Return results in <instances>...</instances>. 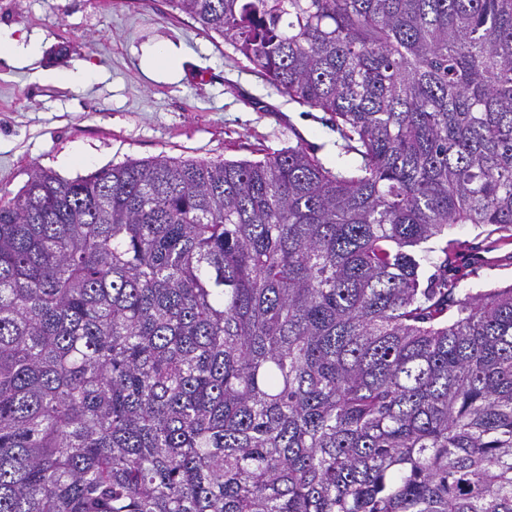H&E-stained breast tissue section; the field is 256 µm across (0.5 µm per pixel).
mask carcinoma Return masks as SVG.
<instances>
[{
	"label": "carcinoma",
	"instance_id": "cac0c4a2",
	"mask_svg": "<svg viewBox=\"0 0 512 512\" xmlns=\"http://www.w3.org/2000/svg\"><path fill=\"white\" fill-rule=\"evenodd\" d=\"M169 2L357 162L0 201V512H512V285L428 246L512 241V0ZM481 230L471 224H457L448 229V238H460L479 244V256L482 261L464 264L456 277L459 288L476 293L490 288H502L512 284V242L507 246L487 248V242H481L486 233L476 238Z\"/></svg>",
	"mask_w": 512,
	"mask_h": 512
}]
</instances>
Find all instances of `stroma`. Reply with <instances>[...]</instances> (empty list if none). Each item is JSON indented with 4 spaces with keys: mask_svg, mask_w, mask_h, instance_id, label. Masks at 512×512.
Listing matches in <instances>:
<instances>
[{
    "mask_svg": "<svg viewBox=\"0 0 512 512\" xmlns=\"http://www.w3.org/2000/svg\"><path fill=\"white\" fill-rule=\"evenodd\" d=\"M0 27L41 46L32 68L0 59V198L41 169L73 179L157 156L258 160L293 139L328 165L341 153L328 114L278 92L168 0H0ZM161 44L175 68L152 67ZM75 70L88 80H62ZM479 255L460 288L512 285V243Z\"/></svg>",
    "mask_w": 512,
    "mask_h": 512,
    "instance_id": "35a3bbf8",
    "label": "stroma"
}]
</instances>
